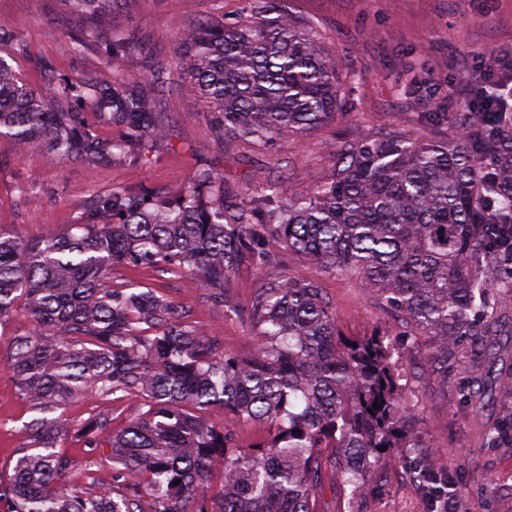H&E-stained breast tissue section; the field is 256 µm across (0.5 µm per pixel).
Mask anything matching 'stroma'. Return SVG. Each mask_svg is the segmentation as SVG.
I'll return each mask as SVG.
<instances>
[{
  "mask_svg": "<svg viewBox=\"0 0 512 512\" xmlns=\"http://www.w3.org/2000/svg\"><path fill=\"white\" fill-rule=\"evenodd\" d=\"M255 0H127L113 14L99 40L133 35L137 47L112 62L118 81L146 77L150 63L179 66L185 48L179 26L220 15L225 25L249 19ZM299 26L312 28L323 53L340 73L353 79L341 89V109L333 120L301 137L270 145L222 135L214 113L189 81L177 82L162 98L169 123L165 143L145 150L137 163L124 160L88 167L51 158L41 144L21 150L0 138V227L25 239L64 234L87 223L99 198L111 194H151L163 200L180 196L209 168L224 179L231 200H249L276 181L281 198L311 189L332 172L331 146L384 129L420 139H451L457 111L447 106L449 91L491 87L484 57L491 50L512 52V0H272ZM75 24L60 0H0V57L29 86H42L46 73L69 81L97 71L96 54L74 57L69 43ZM22 45H15L13 34ZM437 113L438 123L425 120ZM282 272L319 282L341 332L348 336L391 335L399 328L390 309L352 275H328L297 254L282 258ZM106 285H137L163 294L185 322L215 337L220 351L252 354L255 348L247 312L259 283L256 269H241L229 279L223 299L197 285L191 275L176 276L126 264L113 266ZM23 308L0 322V474L7 476L22 453L20 431L31 414L19 396L5 360L10 339L36 332ZM431 338H421L406 370L413 401L424 423L425 442L460 492L461 512H512V454L482 445L464 397L468 375L456 366L434 372L424 353ZM140 397L119 400L93 395L69 402L60 413L72 425L107 419L120 432L142 412ZM420 460L400 452L382 454L361 494L365 512H428L410 475Z\"/></svg>",
  "mask_w": 512,
  "mask_h": 512,
  "instance_id": "stroma-1",
  "label": "stroma"
}]
</instances>
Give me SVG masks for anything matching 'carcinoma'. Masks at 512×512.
Wrapping results in <instances>:
<instances>
[{
	"instance_id": "obj_1",
	"label": "carcinoma",
	"mask_w": 512,
	"mask_h": 512,
	"mask_svg": "<svg viewBox=\"0 0 512 512\" xmlns=\"http://www.w3.org/2000/svg\"><path fill=\"white\" fill-rule=\"evenodd\" d=\"M62 2L86 22L71 42L78 56L93 50V28L122 4ZM254 9L241 25L214 17L180 31L184 74L219 129L269 142L334 117L340 75L314 33L286 14L267 16V5ZM149 72L136 84L49 75L35 89L0 57V137L20 149L44 143L51 156L92 167L135 157L166 135L155 87L167 68ZM75 97L121 138L85 127ZM466 107L451 141L371 131L335 144L330 177L284 203L269 183L261 202L233 204L205 193V173L171 202L109 196L78 234L29 240L0 228V320L21 303L47 328L11 339L8 369L36 416L21 428L26 443L12 475L0 477V512H320L328 474L355 493L381 448L421 454L403 370L411 350L384 336L344 335L319 283L278 271L287 253L357 276L397 313L404 335L433 338L431 369L464 364L480 434L512 453V404L482 421L486 387L502 393L492 309L512 300V250L502 245L512 237V125ZM245 262L263 276L247 315L249 357L215 354L214 340L174 319L156 291L102 283L117 263L187 269L222 296ZM107 393L135 394L144 411L119 434L99 418L78 429L88 482L70 481L69 460L56 451L70 425L57 411ZM215 407L267 426V438L240 446L228 427L208 421ZM105 447L112 481L99 485L91 467ZM218 458L223 488L214 499L207 482ZM414 489L433 509L457 497L435 465L421 467Z\"/></svg>"
}]
</instances>
